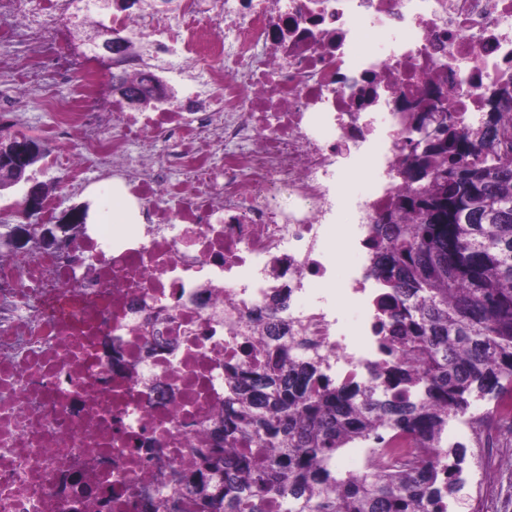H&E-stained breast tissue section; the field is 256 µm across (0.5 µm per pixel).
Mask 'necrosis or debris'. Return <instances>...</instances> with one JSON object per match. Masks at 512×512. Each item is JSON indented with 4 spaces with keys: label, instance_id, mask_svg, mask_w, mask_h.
I'll use <instances>...</instances> for the list:
<instances>
[{
    "label": "necrosis or debris",
    "instance_id": "4bbe7bcc",
    "mask_svg": "<svg viewBox=\"0 0 512 512\" xmlns=\"http://www.w3.org/2000/svg\"><path fill=\"white\" fill-rule=\"evenodd\" d=\"M29 3L0 0V38L33 64L15 95L46 68L74 80L47 166L74 191L119 177L147 221L0 258V512H136L190 468L226 367L317 353L343 380L378 358L370 227L409 185L407 107L486 119L512 85V0ZM104 20L147 36L121 74L156 105L104 99L93 48L72 60L69 30ZM373 30L381 51L362 50ZM345 251L361 262L339 280Z\"/></svg>",
    "mask_w": 512,
    "mask_h": 512
}]
</instances>
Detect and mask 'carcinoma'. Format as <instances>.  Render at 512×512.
<instances>
[{
	"label": "carcinoma",
	"mask_w": 512,
	"mask_h": 512,
	"mask_svg": "<svg viewBox=\"0 0 512 512\" xmlns=\"http://www.w3.org/2000/svg\"><path fill=\"white\" fill-rule=\"evenodd\" d=\"M508 110L436 145L411 116L414 187L374 225L386 323L369 378L339 383L318 355L230 368L224 412L152 512H269L274 501L279 512H448L449 415L512 393V155L481 159ZM389 434L422 454L407 463L383 448L361 475L336 470L337 452ZM239 443L256 447L227 456Z\"/></svg>",
	"instance_id": "obj_1"
}]
</instances>
